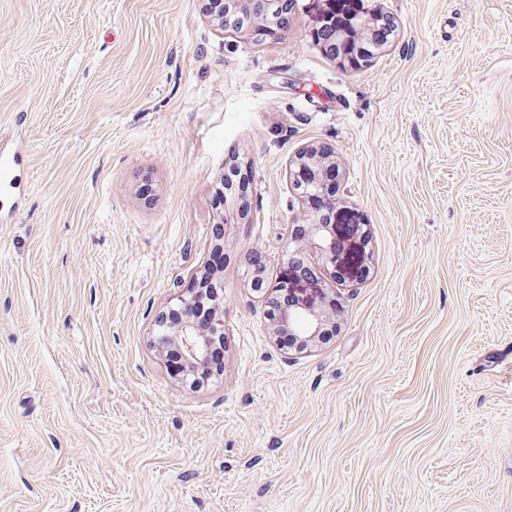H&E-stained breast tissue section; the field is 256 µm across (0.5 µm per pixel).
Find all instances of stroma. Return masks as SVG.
<instances>
[{"instance_id":"1","label":"stroma","mask_w":512,"mask_h":512,"mask_svg":"<svg viewBox=\"0 0 512 512\" xmlns=\"http://www.w3.org/2000/svg\"><path fill=\"white\" fill-rule=\"evenodd\" d=\"M367 6L397 29L352 68L310 0L263 41L207 0H0L26 181L0 215V512H512V0ZM310 144L366 274L299 352L267 302ZM232 165L224 369L190 385L153 334Z\"/></svg>"}]
</instances>
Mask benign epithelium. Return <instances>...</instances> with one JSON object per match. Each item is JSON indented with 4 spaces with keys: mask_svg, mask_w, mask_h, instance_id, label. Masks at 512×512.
<instances>
[{
    "mask_svg": "<svg viewBox=\"0 0 512 512\" xmlns=\"http://www.w3.org/2000/svg\"><path fill=\"white\" fill-rule=\"evenodd\" d=\"M209 4L210 16L226 31L249 33L257 39L288 31V23L284 20L287 0H209ZM378 19L379 13L376 11L347 13L328 32L326 50L334 51L338 47L356 50L364 42H373ZM338 171L336 162L319 155L314 146L302 150L290 161V178L296 180L304 221L308 224L307 243L292 240L290 258L298 257L307 245L319 255L323 267L330 270L331 277H336V269L339 268L354 282L362 277L360 225L351 211L337 212V219L332 224L326 221L321 212L323 206L336 209V191L326 196V176ZM296 291L298 302L282 310L272 327V335L286 332L296 339L299 347L307 348L321 341L328 323L333 319L334 291L322 287L319 281L301 283ZM202 292L201 288L178 289L173 305L183 311V317L174 326L161 323L157 336L159 347L168 344L178 347L186 378L194 376L205 365L215 337L224 336L222 290H211L213 317L206 325L199 323L193 315L195 303Z\"/></svg>",
    "mask_w": 512,
    "mask_h": 512,
    "instance_id": "7a95c632",
    "label": "benign epithelium"
}]
</instances>
